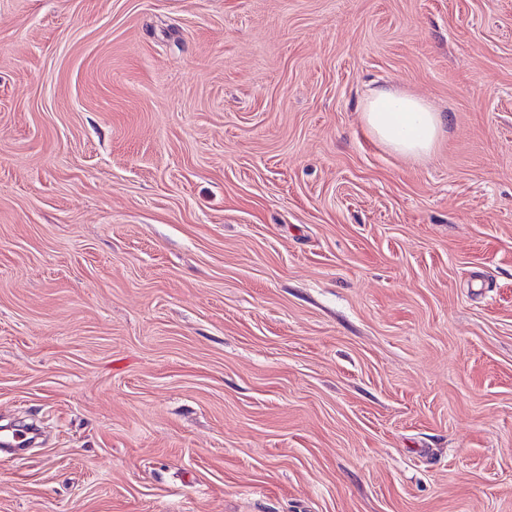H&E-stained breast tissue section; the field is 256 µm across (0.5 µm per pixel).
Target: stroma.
I'll use <instances>...</instances> for the list:
<instances>
[{
  "instance_id": "obj_1",
  "label": "stroma",
  "mask_w": 512,
  "mask_h": 512,
  "mask_svg": "<svg viewBox=\"0 0 512 512\" xmlns=\"http://www.w3.org/2000/svg\"><path fill=\"white\" fill-rule=\"evenodd\" d=\"M27 424L0 512H512V0H0ZM370 133L403 156L421 158L434 148L444 130L441 112L407 93L379 89L362 105Z\"/></svg>"
}]
</instances>
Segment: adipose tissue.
Segmentation results:
<instances>
[{"mask_svg": "<svg viewBox=\"0 0 512 512\" xmlns=\"http://www.w3.org/2000/svg\"><path fill=\"white\" fill-rule=\"evenodd\" d=\"M362 118L379 142L413 158L428 155L444 130L441 113L415 96L390 89L377 90L365 100Z\"/></svg>", "mask_w": 512, "mask_h": 512, "instance_id": "obj_1", "label": "adipose tissue"}]
</instances>
